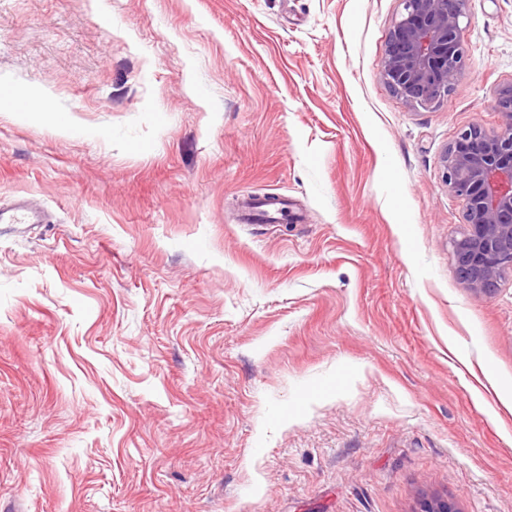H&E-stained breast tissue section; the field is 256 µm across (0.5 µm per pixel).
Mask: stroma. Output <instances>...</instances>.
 Wrapping results in <instances>:
<instances>
[{
    "mask_svg": "<svg viewBox=\"0 0 512 512\" xmlns=\"http://www.w3.org/2000/svg\"><path fill=\"white\" fill-rule=\"evenodd\" d=\"M401 0H0V512H512V273L458 281L442 152L498 130L512 0L436 106ZM44 213L34 208L28 200L0 199V224H46Z\"/></svg>",
    "mask_w": 512,
    "mask_h": 512,
    "instance_id": "stroma-1",
    "label": "stroma"
}]
</instances>
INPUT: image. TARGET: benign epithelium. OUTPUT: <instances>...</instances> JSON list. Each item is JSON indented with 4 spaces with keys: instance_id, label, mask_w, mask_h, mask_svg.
<instances>
[{
    "instance_id": "benign-epithelium-1",
    "label": "benign epithelium",
    "mask_w": 512,
    "mask_h": 512,
    "mask_svg": "<svg viewBox=\"0 0 512 512\" xmlns=\"http://www.w3.org/2000/svg\"><path fill=\"white\" fill-rule=\"evenodd\" d=\"M381 68L384 83L407 103L432 105L454 88L465 67L460 18L469 0H401ZM503 116L497 132L473 125L462 131L442 156L448 191L465 204V231L452 242L466 252L482 278L465 283L483 292L486 279L512 269L500 246L512 240V95L500 90Z\"/></svg>"
}]
</instances>
